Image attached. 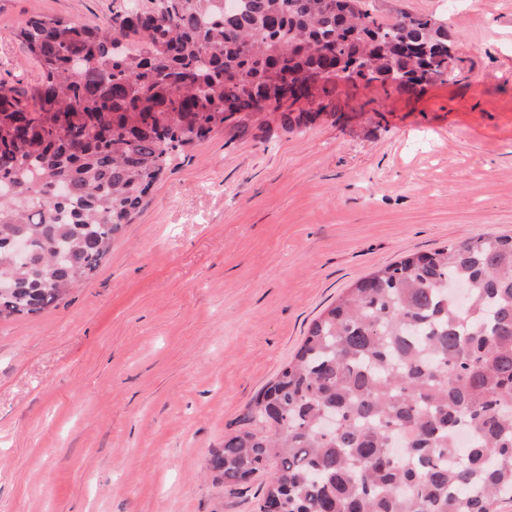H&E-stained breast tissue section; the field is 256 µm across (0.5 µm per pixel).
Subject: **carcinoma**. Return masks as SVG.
<instances>
[{"label": "carcinoma", "mask_w": 512, "mask_h": 512, "mask_svg": "<svg viewBox=\"0 0 512 512\" xmlns=\"http://www.w3.org/2000/svg\"><path fill=\"white\" fill-rule=\"evenodd\" d=\"M37 62L0 79V319L55 306L101 265L163 174L214 128L270 114L294 132L340 112L330 58L386 96L444 82L448 26L366 0H134L103 25L37 16ZM64 182L47 201L32 185ZM68 263L52 261L57 245ZM466 287L462 305L448 284ZM470 436V448L456 436ZM224 493L265 477L282 512H500L512 501V235L412 254L357 280L217 450Z\"/></svg>", "instance_id": "cac0c4a2"}]
</instances>
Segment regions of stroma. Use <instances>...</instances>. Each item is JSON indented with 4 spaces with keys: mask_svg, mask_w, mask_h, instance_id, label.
I'll return each instance as SVG.
<instances>
[{
    "mask_svg": "<svg viewBox=\"0 0 512 512\" xmlns=\"http://www.w3.org/2000/svg\"><path fill=\"white\" fill-rule=\"evenodd\" d=\"M375 5L447 23L452 79L341 80L348 120L214 130L80 288L0 320V512H256L261 480L226 497L209 460L311 322L378 267L512 233V0ZM39 15L112 0H0V78L39 81L12 37Z\"/></svg>",
    "mask_w": 512,
    "mask_h": 512,
    "instance_id": "obj_1",
    "label": "stroma"
}]
</instances>
